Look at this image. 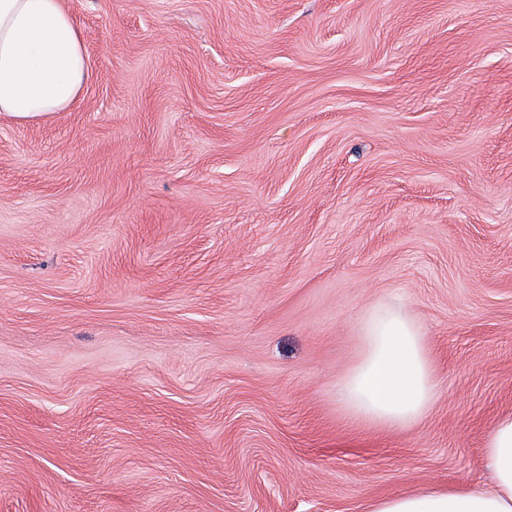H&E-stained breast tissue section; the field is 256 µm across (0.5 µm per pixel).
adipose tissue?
<instances>
[{
	"instance_id": "1",
	"label": "adipose tissue",
	"mask_w": 512,
	"mask_h": 512,
	"mask_svg": "<svg viewBox=\"0 0 512 512\" xmlns=\"http://www.w3.org/2000/svg\"><path fill=\"white\" fill-rule=\"evenodd\" d=\"M84 38L63 0H0V113L19 117L71 111L87 79ZM362 350L336 383V402L354 421L388 430L416 425L432 406L437 380L420 324L381 308L362 326ZM493 487L425 489L372 500L367 512H512V412L485 440Z\"/></svg>"
}]
</instances>
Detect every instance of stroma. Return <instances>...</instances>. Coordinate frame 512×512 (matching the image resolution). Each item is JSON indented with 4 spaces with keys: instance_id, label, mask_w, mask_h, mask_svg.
I'll return each mask as SVG.
<instances>
[{
    "instance_id": "obj_1",
    "label": "stroma",
    "mask_w": 512,
    "mask_h": 512,
    "mask_svg": "<svg viewBox=\"0 0 512 512\" xmlns=\"http://www.w3.org/2000/svg\"><path fill=\"white\" fill-rule=\"evenodd\" d=\"M88 79L0 114V512H364L493 484L512 411V0H64ZM414 429L349 420L364 317ZM362 350L336 383V402L352 420L388 430L416 425L432 406L437 380L420 324L401 308H381L362 326Z\"/></svg>"
}]
</instances>
